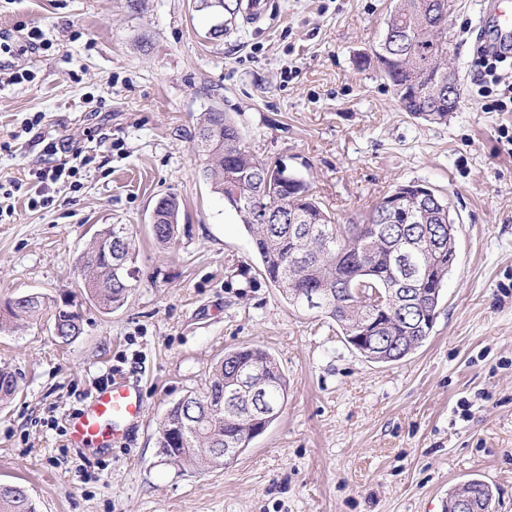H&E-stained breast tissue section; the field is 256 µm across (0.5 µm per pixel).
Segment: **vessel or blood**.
<instances>
[{
  "label": "vessel or blood",
  "instance_id": "vessel-or-blood-1",
  "mask_svg": "<svg viewBox=\"0 0 512 512\" xmlns=\"http://www.w3.org/2000/svg\"><path fill=\"white\" fill-rule=\"evenodd\" d=\"M485 22L491 45L500 48L512 44V0H487ZM143 400L138 382L124 377L113 379L72 419L71 445L103 449L124 439L128 427L141 420Z\"/></svg>",
  "mask_w": 512,
  "mask_h": 512
}]
</instances>
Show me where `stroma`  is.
<instances>
[{
  "label": "stroma",
  "mask_w": 512,
  "mask_h": 512,
  "mask_svg": "<svg viewBox=\"0 0 512 512\" xmlns=\"http://www.w3.org/2000/svg\"><path fill=\"white\" fill-rule=\"evenodd\" d=\"M225 2L0 0L16 50L0 67V302L71 299L84 320L68 344L46 321L0 335L20 374L0 405V482L26 486L38 512H444L453 485L479 479L491 512H512V148L499 137L512 112L484 111L471 88L477 0H453L462 102L444 125L403 112L368 61L390 0H265L256 23L245 0ZM16 72L28 81L9 84ZM213 110L337 223L403 183L449 199L457 260L421 347L369 362L263 278L239 217L199 174L194 136ZM49 141L91 161L35 208L34 172L60 160ZM167 194L181 232L162 247L150 215ZM110 224L133 230L138 284L108 312L86 301L79 270ZM249 345L286 377L279 417L222 466L170 462L158 444L169 407ZM123 374L140 380L141 425L106 450L73 447L69 419Z\"/></svg>",
  "instance_id": "obj_1"
}]
</instances>
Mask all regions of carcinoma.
I'll return each mask as SVG.
<instances>
[{
  "mask_svg": "<svg viewBox=\"0 0 512 512\" xmlns=\"http://www.w3.org/2000/svg\"><path fill=\"white\" fill-rule=\"evenodd\" d=\"M433 0H391L385 29L374 48L382 61V76L394 89L401 109L433 124L448 122V30L437 34L430 25ZM213 128L209 150H197L203 164L201 176L212 192L236 208L262 263V274L284 297L302 305L299 292L331 289V303L324 311L336 322L352 348L375 363L400 361L428 339L432 327H420L413 319L435 315L439 296L448 277V251L436 250L438 230L448 224V209L426 204L415 195L404 197L398 217L383 218V203L375 205L360 224H337L309 193L304 181L299 188L304 198L296 204V224H275L265 215H277L291 207L288 186L280 183V163L258 157L244 143L230 117L222 112H205L199 129ZM163 223L152 228L153 238L166 245L179 237L180 202L173 195L159 199ZM124 240L123 250L109 248L115 236ZM424 240L427 247L411 256L398 257V241ZM125 268L116 269L118 261ZM137 255L126 224H109L98 233L92 250L80 267L86 299L110 311L122 306L136 287ZM411 262L416 277L400 284L406 289L402 302L393 307L357 303L355 289L371 294L396 283L399 262ZM77 304L71 299L58 303L31 293L0 303V333L19 322L40 321L50 314L51 323L82 334L73 315ZM256 369L261 393H238L230 384L238 370ZM19 389L17 373L0 367V402L12 399ZM287 380L275 359L259 347L228 351L213 367L202 390L175 402L159 428V448L175 463L201 461L224 465V449L245 451L255 434L264 431L283 407ZM474 500L468 512H490L492 492L479 479L470 480ZM0 512H37L28 491L15 484H0Z\"/></svg>",
  "mask_w": 512,
  "mask_h": 512,
  "instance_id": "cac0c4a2",
  "label": "carcinoma"
}]
</instances>
